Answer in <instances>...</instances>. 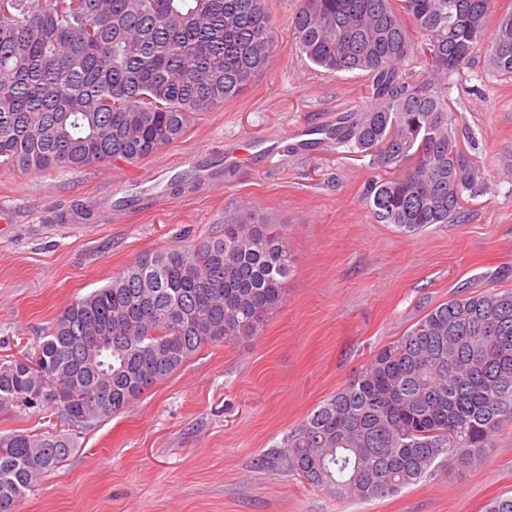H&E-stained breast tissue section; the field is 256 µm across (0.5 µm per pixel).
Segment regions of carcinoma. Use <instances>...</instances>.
Masks as SVG:
<instances>
[{
    "instance_id": "cac0c4a2",
    "label": "carcinoma",
    "mask_w": 512,
    "mask_h": 512,
    "mask_svg": "<svg viewBox=\"0 0 512 512\" xmlns=\"http://www.w3.org/2000/svg\"><path fill=\"white\" fill-rule=\"evenodd\" d=\"M494 0H302L301 56L365 71L373 105L328 131L383 174L366 205L403 234L460 214L472 168L459 148L448 76L480 49L512 78V11L488 34ZM265 0H0V169L39 174L134 163L178 141L195 115L236 98L268 62ZM427 72L405 68L412 57ZM293 258L267 217L224 221L188 246L144 256L55 319L32 355L0 360V408L105 421L204 347L260 333ZM512 424V290L462 291L383 347L261 465L318 490L383 498L442 459L481 464ZM73 450L65 434L0 435V512Z\"/></svg>"
}]
</instances>
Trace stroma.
<instances>
[{
    "label": "stroma",
    "instance_id": "stroma-1",
    "mask_svg": "<svg viewBox=\"0 0 512 512\" xmlns=\"http://www.w3.org/2000/svg\"><path fill=\"white\" fill-rule=\"evenodd\" d=\"M267 66L237 98L137 164L48 175L0 170V359L35 349L60 312L139 257L190 245L253 207L283 224L285 299L258 336L190 358L124 413L69 425L55 409H0V433L62 432L66 462L22 512H485L512 495V425L477 468L442 467L372 500L304 487L259 459L384 346L459 291L512 290V79L475 54L448 81L481 191L460 219L405 235L363 200L369 157L303 134L363 111L364 72L330 73L295 48L301 0H266ZM194 180L179 193L168 182Z\"/></svg>",
    "mask_w": 512,
    "mask_h": 512
}]
</instances>
